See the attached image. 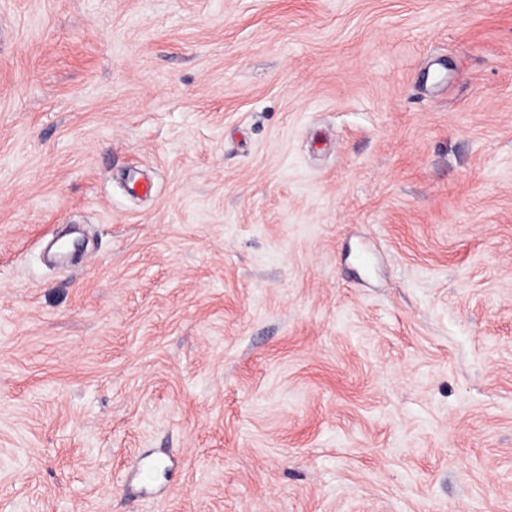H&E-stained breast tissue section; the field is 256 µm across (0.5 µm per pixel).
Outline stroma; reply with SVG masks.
<instances>
[{
    "instance_id": "35a3bbf8",
    "label": "stroma",
    "mask_w": 512,
    "mask_h": 512,
    "mask_svg": "<svg viewBox=\"0 0 512 512\" xmlns=\"http://www.w3.org/2000/svg\"><path fill=\"white\" fill-rule=\"evenodd\" d=\"M0 512H512V0H0Z\"/></svg>"
}]
</instances>
